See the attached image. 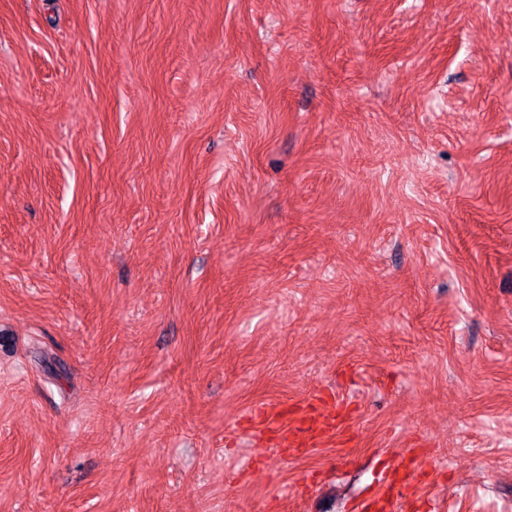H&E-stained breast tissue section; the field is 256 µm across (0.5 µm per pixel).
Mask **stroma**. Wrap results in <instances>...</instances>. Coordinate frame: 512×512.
I'll return each mask as SVG.
<instances>
[{"instance_id":"35a3bbf8","label":"stroma","mask_w":512,"mask_h":512,"mask_svg":"<svg viewBox=\"0 0 512 512\" xmlns=\"http://www.w3.org/2000/svg\"><path fill=\"white\" fill-rule=\"evenodd\" d=\"M408 448L512 512V0H0V512H357ZM329 401L323 394L311 397L304 414L289 428L274 431L273 439L278 447L289 454L299 452L302 448L315 446V441L334 434L338 429L335 408L328 407Z\"/></svg>"}]
</instances>
